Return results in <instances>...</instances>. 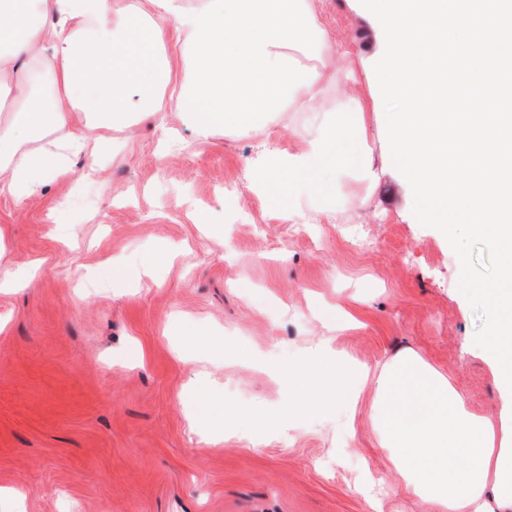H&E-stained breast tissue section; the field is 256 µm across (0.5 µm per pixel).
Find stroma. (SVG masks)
I'll use <instances>...</instances> for the list:
<instances>
[{
  "instance_id": "35a3bbf8",
  "label": "stroma",
  "mask_w": 512,
  "mask_h": 512,
  "mask_svg": "<svg viewBox=\"0 0 512 512\" xmlns=\"http://www.w3.org/2000/svg\"><path fill=\"white\" fill-rule=\"evenodd\" d=\"M310 3L336 49L323 87L360 113L378 183L347 181L334 202L302 191L311 221L292 223L249 174L266 145L300 147L310 113L200 140L167 112L181 135L169 147L136 120L106 131L113 151L90 176L0 195V263L30 277L0 288V512H427L374 430L372 389L357 409L266 428L288 404L273 368L328 337L370 368L414 350L498 417L474 342L484 317L389 153L379 27L360 0ZM154 258L153 277L112 276ZM200 381L238 411L221 434Z\"/></svg>"
}]
</instances>
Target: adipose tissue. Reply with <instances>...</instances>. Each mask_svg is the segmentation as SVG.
Wrapping results in <instances>:
<instances>
[{
  "label": "adipose tissue",
  "instance_id": "adipose-tissue-1",
  "mask_svg": "<svg viewBox=\"0 0 512 512\" xmlns=\"http://www.w3.org/2000/svg\"><path fill=\"white\" fill-rule=\"evenodd\" d=\"M329 45L309 0H0V101L12 106L0 123V194L22 203L47 183L72 179L76 159L101 149L99 130L156 117L166 93L200 139L227 127L249 133L291 98L300 111L331 113L299 149H267L250 175L254 189L285 179L322 194L330 170L370 179L353 113L335 110L320 89L315 61ZM178 60L190 71L176 82ZM37 71L53 89L44 109L35 106ZM282 376L290 410L303 414L336 399L357 405L374 381L381 443L405 493L428 512H512L487 497L500 426L473 412L415 352L373 379L320 343Z\"/></svg>",
  "mask_w": 512,
  "mask_h": 512
}]
</instances>
